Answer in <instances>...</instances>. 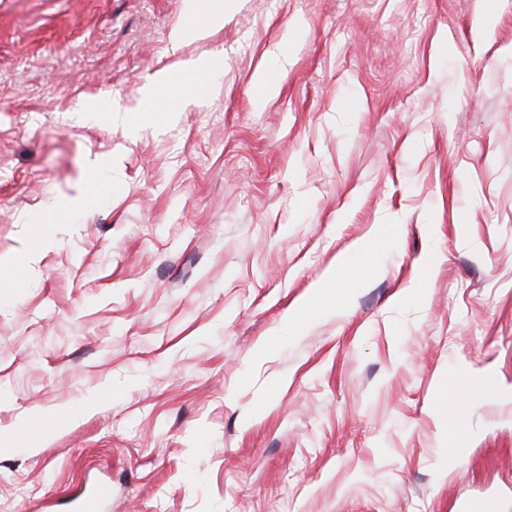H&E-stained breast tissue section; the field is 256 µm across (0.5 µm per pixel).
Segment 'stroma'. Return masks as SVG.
I'll list each match as a JSON object with an SVG mask.
<instances>
[{
    "mask_svg": "<svg viewBox=\"0 0 512 512\" xmlns=\"http://www.w3.org/2000/svg\"><path fill=\"white\" fill-rule=\"evenodd\" d=\"M190 3L0 0V512H512V0ZM224 9L223 0L194 1L191 13L197 17L194 24V34L197 39H205L223 26ZM353 259L354 258L350 256L344 257L337 263V267L331 268L327 273L326 280L318 288L313 290L308 299L288 310L286 316L287 323L292 325L300 324L308 312L315 306L316 302L326 297L328 286L336 281L337 271L348 267ZM111 487L107 483L95 485L86 495L78 498L75 509L78 512H96L109 499Z\"/></svg>",
    "mask_w": 512,
    "mask_h": 512,
    "instance_id": "stroma-1",
    "label": "stroma"
}]
</instances>
